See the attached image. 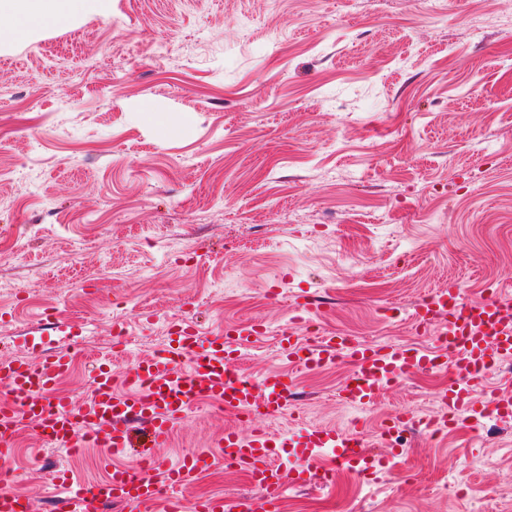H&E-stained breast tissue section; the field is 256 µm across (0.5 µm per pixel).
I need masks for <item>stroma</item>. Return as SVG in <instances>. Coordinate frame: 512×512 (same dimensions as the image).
I'll use <instances>...</instances> for the list:
<instances>
[{
	"label": "stroma",
	"mask_w": 512,
	"mask_h": 512,
	"mask_svg": "<svg viewBox=\"0 0 512 512\" xmlns=\"http://www.w3.org/2000/svg\"><path fill=\"white\" fill-rule=\"evenodd\" d=\"M504 15L512 0H109L0 44V356L27 354L51 312L100 350L128 332L119 377L174 320L206 335L253 321L244 371L299 387L270 430H357L378 453L390 415L441 416L445 376L355 411L338 398L350 365L291 366L276 336L303 293L322 332L426 347L410 319L423 295L456 282L468 302L512 300ZM235 423L198 406L161 454L217 452ZM144 451L70 454L28 421L13 491L52 512L57 470L97 483ZM401 466L287 489L280 512H512V421L411 435ZM251 491L220 463L188 488Z\"/></svg>",
	"instance_id": "1"
}]
</instances>
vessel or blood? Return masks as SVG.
Here are the masks:
<instances>
[{"label":"vessel or blood","instance_id":"b4317fda","mask_svg":"<svg viewBox=\"0 0 512 512\" xmlns=\"http://www.w3.org/2000/svg\"><path fill=\"white\" fill-rule=\"evenodd\" d=\"M413 320L417 330H433L434 347L374 345L341 333L303 342L293 328L284 329L279 341L284 353L308 370L345 359L358 376L356 383L339 392L349 405H374L382 390L401 379L445 373L452 377L440 393L447 410L442 418L445 425L462 422L476 429L488 417L511 419V395L496 390L478 401L470 384L512 358V302L493 292L467 303L461 287L452 283L417 303ZM171 332L166 350L138 361L122 383L114 382L109 363L96 365L91 401L77 409L70 396L56 393L55 386L71 366L68 345L79 330L47 319L35 346L38 360H0V379L7 382L0 396V457L13 452L17 424L23 420L36 421L44 441L72 452L129 448L132 424L144 423L153 451L141 459L139 468L116 467L105 481L86 485L73 484L67 472H57L55 482L66 492L58 505L60 512H101L108 502L121 504L125 512H141L158 501L163 502L164 512H278L285 486L311 484L319 460H328L333 472L364 476L393 467L402 456L399 448L371 454L358 431L303 423L285 436L271 432L268 422L287 410L296 383L278 371L259 379L243 374L242 351L260 337L259 325L242 322L219 335L205 336L192 321L182 319ZM200 404L223 406L237 418L238 427L225 429L220 456L202 451L175 464L164 462L156 449L166 447L174 427ZM220 461L246 472L253 494L211 498L182 494L193 475ZM168 488L173 491L169 497L164 494ZM0 512H39V508L33 499L1 490Z\"/></svg>","mask_w":512,"mask_h":512}]
</instances>
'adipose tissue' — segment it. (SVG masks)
<instances>
[{"label":"adipose tissue","instance_id":"ef3b65f1","mask_svg":"<svg viewBox=\"0 0 512 512\" xmlns=\"http://www.w3.org/2000/svg\"><path fill=\"white\" fill-rule=\"evenodd\" d=\"M107 0H0V42L68 22L79 14L104 13Z\"/></svg>","mask_w":512,"mask_h":512}]
</instances>
